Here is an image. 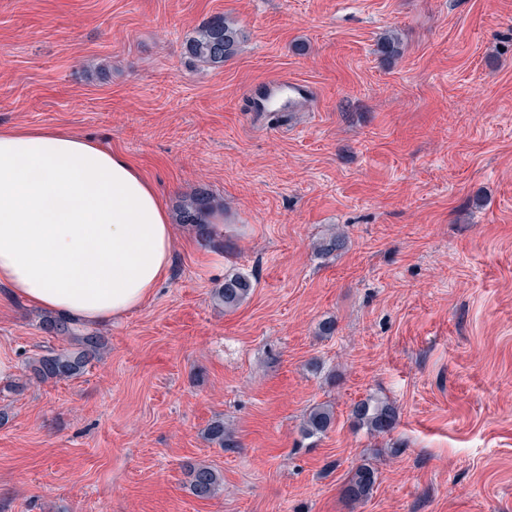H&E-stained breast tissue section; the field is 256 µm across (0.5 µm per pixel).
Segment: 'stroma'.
I'll list each match as a JSON object with an SVG mask.
<instances>
[{
  "label": "stroma",
  "instance_id": "obj_1",
  "mask_svg": "<svg viewBox=\"0 0 512 512\" xmlns=\"http://www.w3.org/2000/svg\"><path fill=\"white\" fill-rule=\"evenodd\" d=\"M217 15L244 39L214 67L186 46ZM273 78L312 109L249 111ZM26 127L120 150L171 216L206 189L224 232L175 224L168 278L83 375L0 380V512H512V0H0V128ZM228 272L253 284L233 310ZM40 316L0 288L15 369ZM369 397L389 433L355 424ZM251 288L252 283L246 275L229 273L224 275V282L215 288L213 299L225 309H233L248 297ZM352 417L371 434L390 432L397 421L396 408L387 401L366 399L356 403L352 409ZM334 420V411L329 404L312 407L303 423V431L309 436L325 433ZM205 438L212 444L218 445L227 451L238 448V443L231 434L224 429L223 419H215L207 426L205 430ZM187 483L191 493L199 499L216 497L224 486V476L216 468L199 463L185 465ZM376 483L375 470L370 465H360L352 470L345 493L352 502H363L371 494Z\"/></svg>",
  "mask_w": 512,
  "mask_h": 512
}]
</instances>
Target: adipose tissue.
Here are the masks:
<instances>
[{
  "instance_id": "adipose-tissue-1",
  "label": "adipose tissue",
  "mask_w": 512,
  "mask_h": 512,
  "mask_svg": "<svg viewBox=\"0 0 512 512\" xmlns=\"http://www.w3.org/2000/svg\"><path fill=\"white\" fill-rule=\"evenodd\" d=\"M164 199L121 152L65 130H0V286L94 324L142 307L169 275Z\"/></svg>"
}]
</instances>
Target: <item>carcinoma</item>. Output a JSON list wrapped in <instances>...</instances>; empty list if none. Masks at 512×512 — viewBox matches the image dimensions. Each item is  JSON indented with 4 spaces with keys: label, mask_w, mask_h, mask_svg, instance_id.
Instances as JSON below:
<instances>
[{
    "label": "carcinoma",
    "mask_w": 512,
    "mask_h": 512,
    "mask_svg": "<svg viewBox=\"0 0 512 512\" xmlns=\"http://www.w3.org/2000/svg\"><path fill=\"white\" fill-rule=\"evenodd\" d=\"M242 33L227 18H218L202 26L190 39L187 51L197 60L214 66L235 56L239 49ZM401 42L396 34L389 31L383 35L378 52L384 59L392 61L401 54ZM214 209L213 198L209 192L200 190L191 196L182 206L179 216L183 224H190L196 233L212 239L208 218ZM346 236L332 233L322 238L318 244L319 252L332 255L345 248ZM252 283L242 273H229L224 282L213 292V299L226 309L239 306L250 294ZM39 327L53 338L64 341V346L55 349L47 347L28 357L24 362V375L16 383L18 391L30 385L58 383L82 375L93 361L102 357L108 349L105 336L95 330L81 329L67 318L44 314L40 317ZM352 417L371 434L390 432L397 421L396 408L387 401L366 399L356 403ZM334 420V411L329 404L312 407L303 423V431L309 436L325 433ZM205 438L212 444L231 451L238 443L224 429V420L215 419L207 426ZM187 483L191 493L199 499L216 497L224 486V476L216 468L199 463L185 465ZM376 483L375 470L366 464L352 470L345 493L352 502H363L371 494Z\"/></svg>",
    "instance_id": "carcinoma-1"
}]
</instances>
